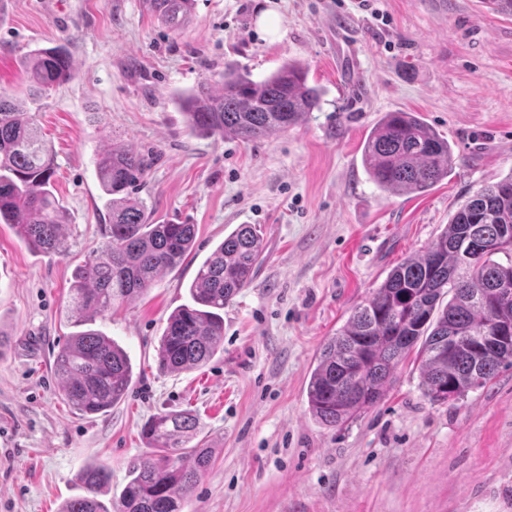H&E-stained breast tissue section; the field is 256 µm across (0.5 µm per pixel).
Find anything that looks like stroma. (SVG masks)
Listing matches in <instances>:
<instances>
[{"label": "stroma", "instance_id": "1", "mask_svg": "<svg viewBox=\"0 0 512 512\" xmlns=\"http://www.w3.org/2000/svg\"><path fill=\"white\" fill-rule=\"evenodd\" d=\"M281 19L275 37L261 11ZM65 45L73 76L36 120L53 148L68 250L35 251L0 224V512H60L91 463L117 499L148 448L144 423L193 410L213 462L183 512H512V369L434 404L405 362L375 406L319 425L306 388L317 349L388 272L427 247L456 210L512 172V18L485 0H197L171 32L143 0H0V87L28 103L20 58ZM288 61L324 90L301 125L243 142L189 133L175 94L224 70L261 80ZM417 112L454 151L421 195L378 188L363 141L383 113ZM113 144L150 159L136 195L155 223L196 229L193 253L139 297L95 317L135 383L108 413L59 395L58 349L76 327L75 269L103 242L108 203L95 161ZM260 227L265 261L224 308V349L205 367L157 368L186 286L225 234Z\"/></svg>", "mask_w": 512, "mask_h": 512}]
</instances>
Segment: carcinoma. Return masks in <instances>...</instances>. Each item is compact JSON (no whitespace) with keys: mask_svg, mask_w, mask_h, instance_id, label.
I'll list each match as a JSON object with an SVG mask.
<instances>
[{"mask_svg":"<svg viewBox=\"0 0 512 512\" xmlns=\"http://www.w3.org/2000/svg\"><path fill=\"white\" fill-rule=\"evenodd\" d=\"M197 0H145L170 30L192 20ZM31 102L73 76L62 45L38 48L22 61ZM324 91L306 69L287 62L261 81L227 71L219 82L200 81L177 106L190 133L231 136L245 142L297 126L321 106ZM362 161L371 181L396 194H421L448 177L454 156L448 140L417 112H387L364 142ZM148 161L127 146L112 145L96 161L97 178L111 211L100 249L78 267L70 311L77 322L130 300L190 252L193 224H152L144 205L131 198ZM54 158L31 111L0 93V224H10L34 249L67 251L62 206L55 196ZM265 246L260 230L241 224L200 265L188 288L190 301L168 317L157 349L163 372L197 369L224 348V305L253 284ZM512 172L482 188L452 216L444 231L419 254L391 270L372 296L355 306L319 350L307 385L308 411L336 428L377 404L398 367L416 353L422 394L432 403L454 402L512 368ZM54 369L62 396L83 416L105 413L133 385L130 359L96 330L70 337ZM199 418L190 410L152 416L142 428L149 452L133 465L113 503L99 501L109 480L98 465L83 469V494L60 512H183L212 451L191 445Z\"/></svg>","mask_w":512,"mask_h":512,"instance_id":"1","label":"carcinoma"}]
</instances>
